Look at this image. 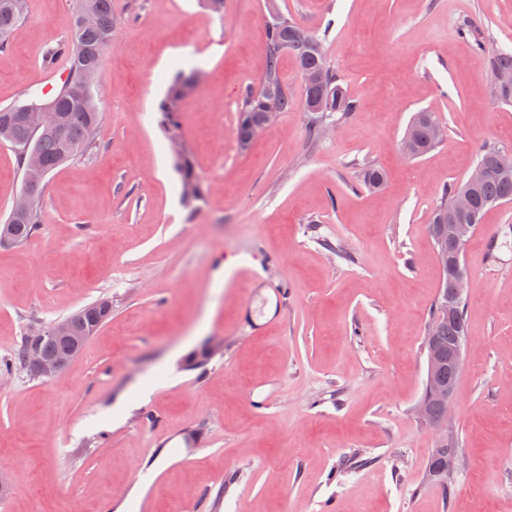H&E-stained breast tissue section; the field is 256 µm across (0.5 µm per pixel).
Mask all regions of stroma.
<instances>
[{"label": "stroma", "mask_w": 512, "mask_h": 512, "mask_svg": "<svg viewBox=\"0 0 512 512\" xmlns=\"http://www.w3.org/2000/svg\"><path fill=\"white\" fill-rule=\"evenodd\" d=\"M265 2L112 0L97 148L47 176L31 239L0 243V361L96 299L112 316L57 376L0 374V476L15 487L0 512H512V203L489 208L464 250L451 495L422 484L437 438L415 413L442 276L430 214L484 146L512 149V102L487 62L512 49V0H278L322 38L358 108L310 140L283 56L294 106L244 149ZM78 7L24 0L0 44V108L44 89V55ZM194 66L181 125L203 199L190 212L158 104ZM420 110L445 138L412 159L401 142ZM369 166L379 189L360 185ZM23 184L0 142V217ZM257 253L277 258L266 288L290 297L251 334L235 273ZM266 380L277 388L258 410Z\"/></svg>", "instance_id": "1"}]
</instances>
